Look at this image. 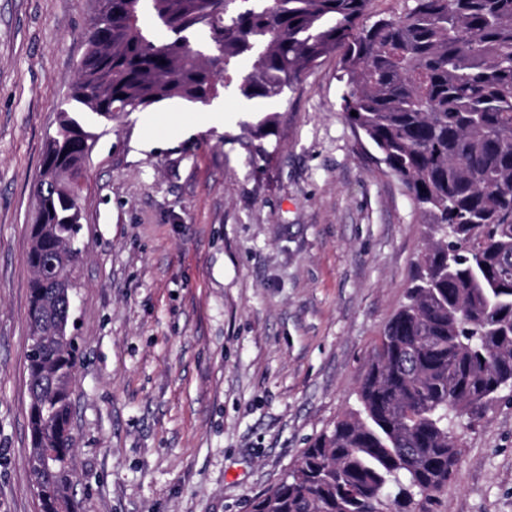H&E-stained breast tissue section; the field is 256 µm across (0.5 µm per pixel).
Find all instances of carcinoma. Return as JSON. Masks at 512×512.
<instances>
[{"label":"carcinoma","instance_id":"obj_1","mask_svg":"<svg viewBox=\"0 0 512 512\" xmlns=\"http://www.w3.org/2000/svg\"><path fill=\"white\" fill-rule=\"evenodd\" d=\"M371 2L98 0L34 186L27 466L40 512H73L78 349L55 324L73 282L83 171L102 137L89 113L204 106L232 83L246 101L276 99L334 53L341 110L430 227L358 408L250 512H428L462 460V420L512 392V0H404L388 16Z\"/></svg>","mask_w":512,"mask_h":512}]
</instances>
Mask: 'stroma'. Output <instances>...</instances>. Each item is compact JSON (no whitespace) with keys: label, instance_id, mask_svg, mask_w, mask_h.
I'll list each match as a JSON object with an SVG mask.
<instances>
[{"label":"stroma","instance_id":"stroma-1","mask_svg":"<svg viewBox=\"0 0 512 512\" xmlns=\"http://www.w3.org/2000/svg\"><path fill=\"white\" fill-rule=\"evenodd\" d=\"M96 0H0V512H39L26 354L33 186ZM330 55L100 121L71 292L75 512H249L358 405L428 229L340 109ZM274 127L257 137L261 115ZM433 512H512V397L461 430Z\"/></svg>","mask_w":512,"mask_h":512}]
</instances>
